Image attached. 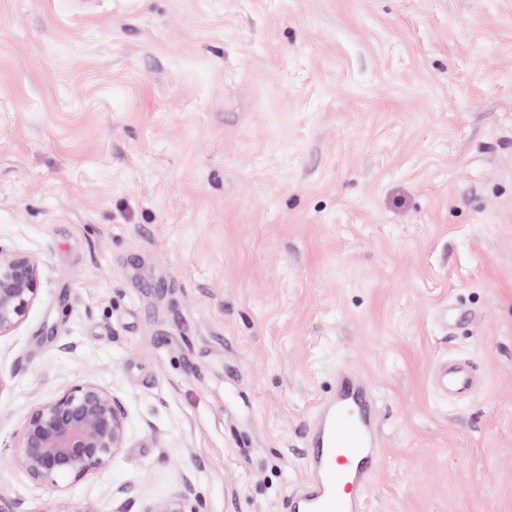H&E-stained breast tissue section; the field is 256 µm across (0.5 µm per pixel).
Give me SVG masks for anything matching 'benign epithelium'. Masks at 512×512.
I'll use <instances>...</instances> for the list:
<instances>
[{
  "label": "benign epithelium",
  "mask_w": 512,
  "mask_h": 512,
  "mask_svg": "<svg viewBox=\"0 0 512 512\" xmlns=\"http://www.w3.org/2000/svg\"><path fill=\"white\" fill-rule=\"evenodd\" d=\"M42 267L26 252L0 246V337L20 327L38 300ZM127 441L125 414L112 392L95 381L37 403L22 419L14 463L37 488L59 492L44 512H105L102 500L74 504L61 483L80 482L105 467ZM144 512H198L190 488L151 502Z\"/></svg>",
  "instance_id": "benign-epithelium-1"
}]
</instances>
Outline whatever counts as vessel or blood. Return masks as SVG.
I'll return each mask as SVG.
<instances>
[{
    "label": "vessel or blood",
    "mask_w": 512,
    "mask_h": 512,
    "mask_svg": "<svg viewBox=\"0 0 512 512\" xmlns=\"http://www.w3.org/2000/svg\"><path fill=\"white\" fill-rule=\"evenodd\" d=\"M486 384L469 360H440L429 377L439 396L463 399ZM377 397L356 370L341 367L309 420L304 474L288 494L289 512H366L380 455Z\"/></svg>",
    "instance_id": "obj_1"
}]
</instances>
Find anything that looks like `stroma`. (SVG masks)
I'll return each instance as SVG.
<instances>
[{"label": "stroma", "mask_w": 512, "mask_h": 512, "mask_svg": "<svg viewBox=\"0 0 512 512\" xmlns=\"http://www.w3.org/2000/svg\"><path fill=\"white\" fill-rule=\"evenodd\" d=\"M0 244L43 269L0 337L5 512L54 496L19 422L88 380L128 436L72 502L288 512L342 364L369 512H512V0H0ZM448 356L485 389L436 398ZM143 512H199L191 503L190 488L171 492L166 497L151 502Z\"/></svg>", "instance_id": "obj_1"}]
</instances>
